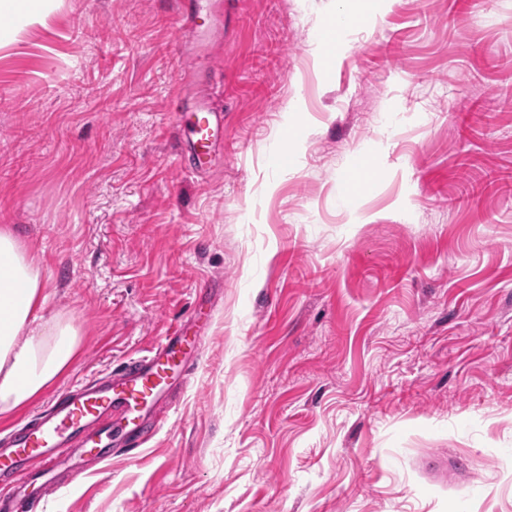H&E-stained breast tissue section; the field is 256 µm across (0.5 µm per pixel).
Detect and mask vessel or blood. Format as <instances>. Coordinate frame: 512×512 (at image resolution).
Listing matches in <instances>:
<instances>
[{"mask_svg": "<svg viewBox=\"0 0 512 512\" xmlns=\"http://www.w3.org/2000/svg\"><path fill=\"white\" fill-rule=\"evenodd\" d=\"M178 19L183 30L200 37L214 36L223 25L222 15L201 13L193 0H180ZM175 125L195 172L206 174L207 160L224 132L223 117L202 98L194 110L178 113ZM198 345V337L177 325L147 354L127 358L111 375L58 396L18 426L0 448V482L33 470L42 483L38 493L26 498L0 497V512H42L46 497L61 488L59 474L78 481L103 450L132 454L150 441L174 393L187 384L190 354Z\"/></svg>", "mask_w": 512, "mask_h": 512, "instance_id": "b4317fda", "label": "vessel or blood"}]
</instances>
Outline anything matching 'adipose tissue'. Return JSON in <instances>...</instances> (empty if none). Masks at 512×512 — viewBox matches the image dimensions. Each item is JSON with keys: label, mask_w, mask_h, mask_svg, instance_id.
Here are the masks:
<instances>
[{"label": "adipose tissue", "mask_w": 512, "mask_h": 512, "mask_svg": "<svg viewBox=\"0 0 512 512\" xmlns=\"http://www.w3.org/2000/svg\"><path fill=\"white\" fill-rule=\"evenodd\" d=\"M47 278L12 225H0V413L36 399L73 364L82 330L67 312L43 319Z\"/></svg>", "instance_id": "1"}]
</instances>
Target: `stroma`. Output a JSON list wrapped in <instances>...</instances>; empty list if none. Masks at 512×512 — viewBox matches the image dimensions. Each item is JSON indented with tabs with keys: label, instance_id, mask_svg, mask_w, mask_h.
<instances>
[{
	"label": "stroma",
	"instance_id": "obj_1",
	"mask_svg": "<svg viewBox=\"0 0 512 512\" xmlns=\"http://www.w3.org/2000/svg\"><path fill=\"white\" fill-rule=\"evenodd\" d=\"M174 9L61 0L0 51V224L85 332L0 435L223 282L155 438L43 512H512V190L458 168L512 177V0H229L207 40ZM203 89L202 177L171 124Z\"/></svg>",
	"mask_w": 512,
	"mask_h": 512
}]
</instances>
